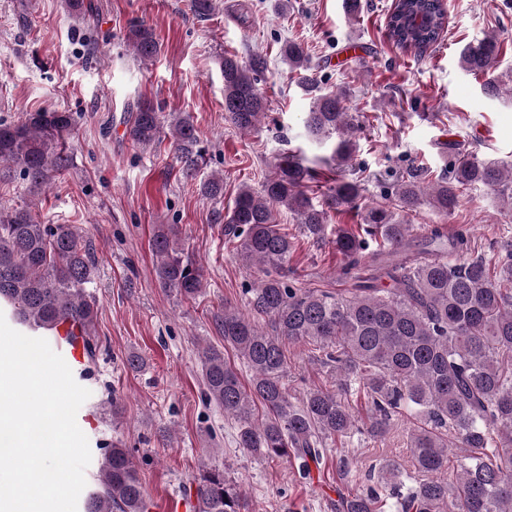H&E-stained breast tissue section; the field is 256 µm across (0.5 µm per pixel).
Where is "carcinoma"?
I'll return each instance as SVG.
<instances>
[{
    "label": "carcinoma",
    "mask_w": 512,
    "mask_h": 512,
    "mask_svg": "<svg viewBox=\"0 0 512 512\" xmlns=\"http://www.w3.org/2000/svg\"><path fill=\"white\" fill-rule=\"evenodd\" d=\"M69 17L94 26L91 0H64ZM444 0H394L386 36L404 53L422 58L447 31ZM125 40L142 62L154 59L160 43L151 24L130 23ZM500 42L487 34L465 44L461 67L476 76L496 68ZM279 56L311 107L304 121L318 143L334 142L332 153L313 167L295 154L274 159L273 172L258 190L244 186L224 214V236L238 259L258 276L242 287L245 308L224 306L219 329L249 372L243 383L224 354L202 348L203 394L236 424V447L258 460L319 464L327 441L355 433L378 440L393 416L413 421L407 434L414 471L379 462L370 484L341 497L333 512H512V240L488 257L475 251L471 229L428 224L425 234L402 214L428 204L448 214L464 192L483 186L512 207V162L476 156L452 159L432 181L409 171L393 182L383 204L369 203L353 164L362 115L351 111L344 87L325 90L305 46L281 42ZM224 112L243 133L257 130L264 117L260 83L267 58L234 55L220 61ZM491 97L512 99V76L484 83ZM126 135L135 146L160 140L169 128L185 177L208 166L192 117L168 114L149 101L130 108ZM73 113L30 112L19 122L0 118V165L15 167L30 190L45 189L70 164ZM325 186L323 201L310 197ZM202 196H224V176L209 174ZM285 208L301 234L314 243L327 238L330 212L361 213L353 231L336 225L333 243L342 256L341 274L354 287L334 291L299 288L290 265L293 239L275 224ZM155 274L162 288L193 299L204 286V269L183 255L172 224L154 234ZM97 274L90 242L76 224H43L26 208L0 207V306L26 333H42L62 348L77 343L94 359L96 300L88 291ZM387 278L392 287L378 284ZM312 346L316 360L332 376L329 388L314 387L295 399L285 383L286 346ZM368 400L361 418L349 400L357 390ZM265 414L255 417L254 406ZM195 512H251L240 485L214 467L194 478ZM83 512H149L145 488L130 449L101 448Z\"/></svg>",
    "instance_id": "1"
}]
</instances>
